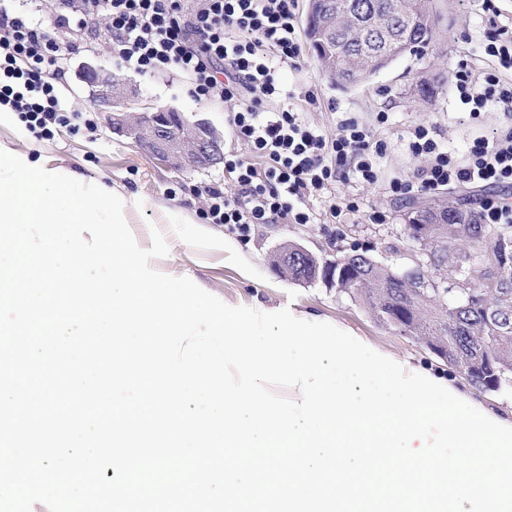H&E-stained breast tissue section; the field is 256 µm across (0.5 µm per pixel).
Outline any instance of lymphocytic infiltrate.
I'll return each mask as SVG.
<instances>
[{"label": "lymphocytic infiltrate", "instance_id": "f902f5d3", "mask_svg": "<svg viewBox=\"0 0 512 512\" xmlns=\"http://www.w3.org/2000/svg\"><path fill=\"white\" fill-rule=\"evenodd\" d=\"M481 48L495 66L479 69L460 60L454 87L465 111L495 109L512 115V20L503 21L493 0H483ZM299 0H56L52 29H44L0 0V104L10 105L38 138L82 121L83 113L61 100L64 52L70 30L105 21L120 67L143 74L175 72L190 80L189 92L209 101L222 92L230 102L227 125L236 144L224 155L233 192L203 188L202 219L225 224L248 240L253 226L287 220L294 224L344 223L358 212L353 199L336 195L341 181L375 185L377 160L386 150L371 126L353 118L329 134L308 124L299 104L318 101L315 82L304 84L298 104L280 105V73L303 58ZM412 155L426 158L416 176L390 181L397 199L437 196L461 185L486 189L480 219L511 224L512 203L498 200V187H512V124L492 136L475 137L465 157L441 143L432 125L410 133ZM327 200L326 212L313 209Z\"/></svg>", "mask_w": 512, "mask_h": 512}]
</instances>
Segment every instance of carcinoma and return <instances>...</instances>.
<instances>
[{
	"mask_svg": "<svg viewBox=\"0 0 512 512\" xmlns=\"http://www.w3.org/2000/svg\"><path fill=\"white\" fill-rule=\"evenodd\" d=\"M386 2L388 0H336V5L339 12L350 15L366 29L372 25V15L368 12L361 15L358 9L377 8ZM412 17L416 27L404 34L406 52L410 54L434 42L438 21L436 17L417 12L412 13ZM311 48L323 67L330 58H336V77L332 81L341 88L347 87V80L358 76L360 69L372 67L379 50V46L368 40L358 58L355 47L340 31L321 43H311ZM508 241L512 242L511 224H481L474 215L468 224H457L453 218H448V223L439 225L432 247L451 258L457 254L466 258L475 254L488 260L500 257L502 245ZM366 274V282L350 289L347 295L360 303L379 324H387L396 312L395 304L388 302V295L392 293L413 307L417 321L408 335L427 348L449 343L448 357L444 358L448 368L484 381L485 392L512 387V265L506 270L502 286H475L476 300H468L456 289L448 290L445 310L416 297L410 288H389L392 277L382 267L368 264ZM284 275L292 282L308 284L310 266L290 264Z\"/></svg>",
	"mask_w": 512,
	"mask_h": 512,
	"instance_id": "carcinoma-1",
	"label": "carcinoma"
}]
</instances>
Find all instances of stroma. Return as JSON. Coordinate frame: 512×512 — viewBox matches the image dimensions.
Here are the masks:
<instances>
[{
    "label": "stroma",
    "instance_id": "obj_1",
    "mask_svg": "<svg viewBox=\"0 0 512 512\" xmlns=\"http://www.w3.org/2000/svg\"><path fill=\"white\" fill-rule=\"evenodd\" d=\"M438 7L440 37L433 50L443 53L447 62L431 65L429 57L405 55L370 80L348 89L325 78L312 51H305L301 69L282 72L285 93L298 95L303 83L315 80L320 91L317 104L303 108L305 119L326 132H335L340 120L353 117L374 125L375 116L389 115L385 126L376 127L377 138L387 149L380 160L383 184L351 189L337 184L338 193L357 192L360 211L352 223L290 224L283 221L260 227L250 241H242L222 224H210L199 212L200 198L191 196L190 187L211 183L232 188L233 181L223 167L206 170H181L142 150L131 140L117 136L104 112L94 110L93 90L82 82L78 71L91 60L113 78L135 88L143 101L169 105L185 114H199L218 128H226L228 103L216 98L195 101L182 76L176 74L141 75L117 68L104 25L76 40L68 54L65 94L70 106L92 109L93 129L77 131L60 128L51 139L36 138L17 123L0 122V148L29 154L52 168L76 175L86 183H97L137 197L141 208L131 211L128 226L140 247H150L153 232H160L168 245L165 257L154 259L155 269L174 277H186L231 306L257 311L290 309L351 330L369 344L395 357L437 371L448 366L412 336L379 325L358 302L322 283L298 285L281 277L272 267L276 247L298 241L320 255L348 253L352 243L368 248L373 257L397 268L408 264L405 252L408 235L406 215L411 201L398 200L388 193L385 183L416 172L423 159L413 157L405 140L418 124L435 125L440 139L457 155H464L471 140L491 135L505 121L502 113L488 111L471 119L457 100L452 69L464 56L479 53L484 18L482 0H434ZM440 78L441 87L433 103L423 102L415 90L423 78ZM383 210L388 223L371 224V211Z\"/></svg>",
    "mask_w": 512,
    "mask_h": 512
}]
</instances>
